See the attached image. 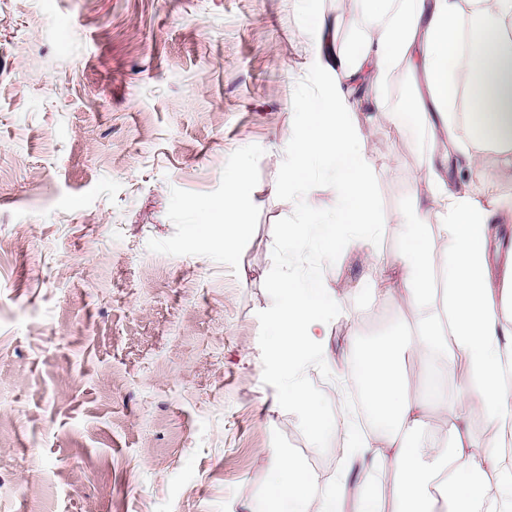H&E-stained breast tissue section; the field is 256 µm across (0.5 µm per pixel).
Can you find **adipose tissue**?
I'll use <instances>...</instances> for the list:
<instances>
[{
	"label": "adipose tissue",
	"mask_w": 512,
	"mask_h": 512,
	"mask_svg": "<svg viewBox=\"0 0 512 512\" xmlns=\"http://www.w3.org/2000/svg\"><path fill=\"white\" fill-rule=\"evenodd\" d=\"M349 9L369 18L373 27L353 46L337 47L338 19L314 14L320 31L318 65L328 82L321 97L304 102L305 121L288 143L286 177L292 203H307L319 174L336 184L334 211L316 221L322 256L340 238L360 244L370 264L382 273L383 302L401 300L417 320L415 329L359 346L357 364L342 375V385L360 387L383 437L355 441L354 451L373 466L397 470L400 483L391 512H432L435 499L448 497L451 512H512V281H498L491 250L493 216L512 213V200L480 199L465 189H449L439 173L448 154L431 150L415 179L413 219L406 224L400 260L378 253L381 225L372 194L373 157L355 120L372 110L385 120L389 110L365 86H380L392 74L413 65L423 48L425 93L402 97L399 109L423 117L456 140L450 90L456 70L477 83L467 102L470 115L483 119L504 156L500 177L512 179V0H348ZM245 173L233 178L232 200L199 214L203 224L224 227L223 245L233 248L247 226L242 201ZM438 208L440 223L430 229L428 214ZM441 238L447 259L431 271L434 238ZM442 290H435V282ZM276 308L272 336L284 371L289 406L302 411L313 434L328 422L315 409L302 380L305 362L323 350L322 334L339 302L318 273L308 280L286 278L272 284ZM422 360L427 372H449L465 363L467 383L455 395L439 389L407 393L400 369L404 355ZM488 424L482 451H473L468 420ZM444 427L443 441L427 434ZM268 488L271 512H380L368 484L338 483L322 491L315 475L293 455L277 454Z\"/></svg>",
	"instance_id": "ef3b65f1"
}]
</instances>
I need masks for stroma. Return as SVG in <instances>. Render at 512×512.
<instances>
[{
    "mask_svg": "<svg viewBox=\"0 0 512 512\" xmlns=\"http://www.w3.org/2000/svg\"><path fill=\"white\" fill-rule=\"evenodd\" d=\"M319 30L303 0H0V512H266L276 452L320 489L349 470L360 419L339 394L353 339L406 329L377 300V269L355 243L322 260L291 225L330 214L320 178L308 204L278 193L305 100L324 89ZM357 113L386 218L376 242L399 255L434 132L398 113ZM450 169L452 186L512 198L491 175ZM249 178L247 230L231 250L199 209L225 179ZM318 270L341 306L330 361L304 380L332 425L308 430L284 399L271 346L277 278Z\"/></svg>",
    "mask_w": 512,
    "mask_h": 512,
    "instance_id": "35a3bbf8",
    "label": "stroma"
}]
</instances>
